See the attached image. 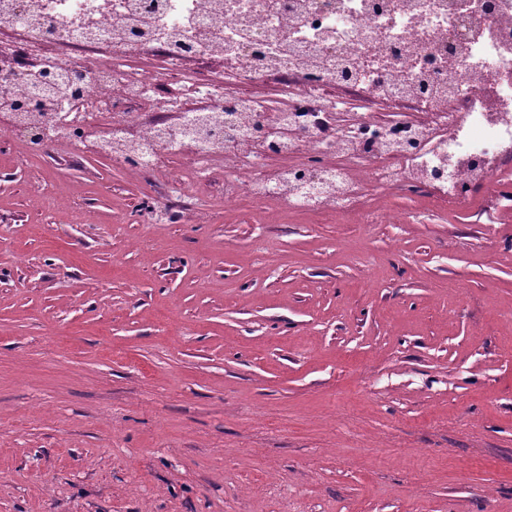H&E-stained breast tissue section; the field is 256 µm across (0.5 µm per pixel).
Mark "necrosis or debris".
<instances>
[{
  "label": "necrosis or debris",
  "mask_w": 512,
  "mask_h": 512,
  "mask_svg": "<svg viewBox=\"0 0 512 512\" xmlns=\"http://www.w3.org/2000/svg\"><path fill=\"white\" fill-rule=\"evenodd\" d=\"M19 2L21 11L9 9L5 21L22 33L0 44V84L12 85L11 98H0L1 139L16 131L14 104L28 98L31 76L78 72L86 77L83 91L49 102L36 115L42 142L61 140L86 153L110 138L129 139L139 169L154 170L183 143L156 137L146 112L171 113L182 100H199L202 112L237 115L236 146L213 141L194 148L202 167L223 161L228 205L248 191L283 207L304 203L348 212L357 189L324 158L375 155L363 115L382 100L411 101L429 116L419 126L399 115L381 126L383 139L413 135L436 147L370 165L365 185L414 187L439 170V199L456 204L470 185L490 182L512 153V0H485L462 47L449 0H223L219 27L208 20L209 0H163L153 13L145 12L143 0ZM29 16L40 18L41 26L26 24ZM217 44L223 71L199 79L187 60L211 54ZM150 51L161 58L154 73L135 65ZM274 75L282 107L244 94L245 86ZM420 79L428 91L407 96L405 83ZM340 85L356 93L363 111L346 123L337 119L345 100L330 93ZM105 113L112 126L103 130ZM261 116L301 128L283 152L322 170L312 197H304L290 175L275 182L262 176L250 144Z\"/></svg>",
  "instance_id": "obj_1"
}]
</instances>
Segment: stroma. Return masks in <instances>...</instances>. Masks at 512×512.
I'll return each instance as SVG.
<instances>
[{
	"instance_id": "stroma-1",
	"label": "stroma",
	"mask_w": 512,
	"mask_h": 512,
	"mask_svg": "<svg viewBox=\"0 0 512 512\" xmlns=\"http://www.w3.org/2000/svg\"><path fill=\"white\" fill-rule=\"evenodd\" d=\"M195 166L0 143V512H512V200Z\"/></svg>"
}]
</instances>
